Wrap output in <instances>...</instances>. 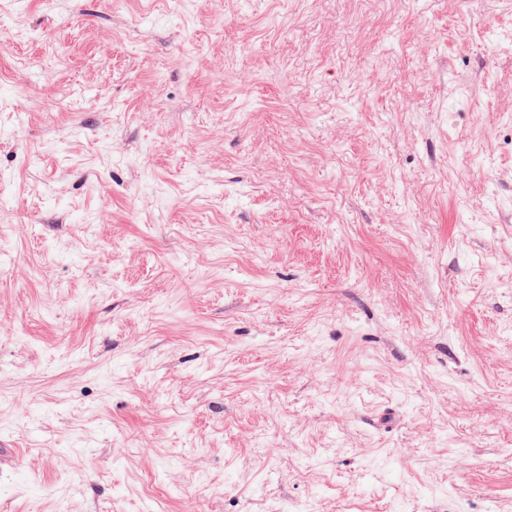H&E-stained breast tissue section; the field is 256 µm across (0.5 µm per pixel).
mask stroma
Masks as SVG:
<instances>
[{
	"mask_svg": "<svg viewBox=\"0 0 512 512\" xmlns=\"http://www.w3.org/2000/svg\"><path fill=\"white\" fill-rule=\"evenodd\" d=\"M512 512V0H0V512Z\"/></svg>",
	"mask_w": 512,
	"mask_h": 512,
	"instance_id": "stroma-1",
	"label": "stroma"
}]
</instances>
